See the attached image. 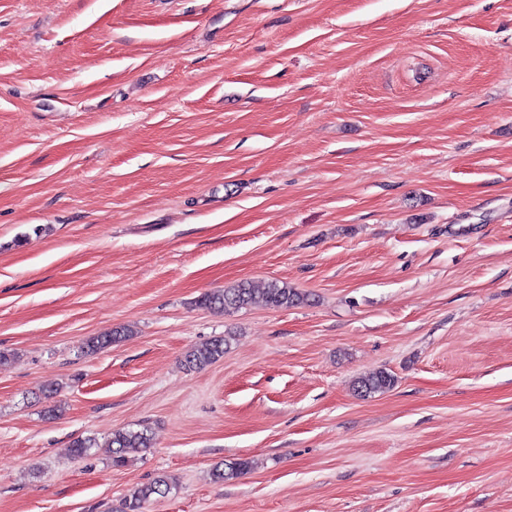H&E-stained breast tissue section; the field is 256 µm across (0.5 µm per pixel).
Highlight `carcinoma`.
<instances>
[{
  "instance_id": "obj_1",
  "label": "carcinoma",
  "mask_w": 512,
  "mask_h": 512,
  "mask_svg": "<svg viewBox=\"0 0 512 512\" xmlns=\"http://www.w3.org/2000/svg\"><path fill=\"white\" fill-rule=\"evenodd\" d=\"M309 301L305 293L291 288L287 283L271 280L258 287L249 281H240L230 287L203 294L198 303L200 306L224 312L230 309L248 307L288 308ZM132 336L127 328H116L102 336H93L87 342V350L96 353L112 347ZM228 342L224 338H215L200 346L192 348L185 356V366L190 370H201L224 358ZM396 384L395 376L386 369H380L358 377L353 384L354 391L362 397H370L391 390ZM109 444L112 447V466L124 467L131 453L145 452L153 447L152 436L148 428H123L112 432ZM98 447L96 438L92 436L78 437L69 448L71 457L83 459ZM251 462L237 460L222 467L216 466L211 471L215 482H223L234 476L245 474L250 470ZM177 488L176 480L161 473L147 483L137 486L121 502L117 512H144L146 505L154 497H164Z\"/></svg>"
}]
</instances>
